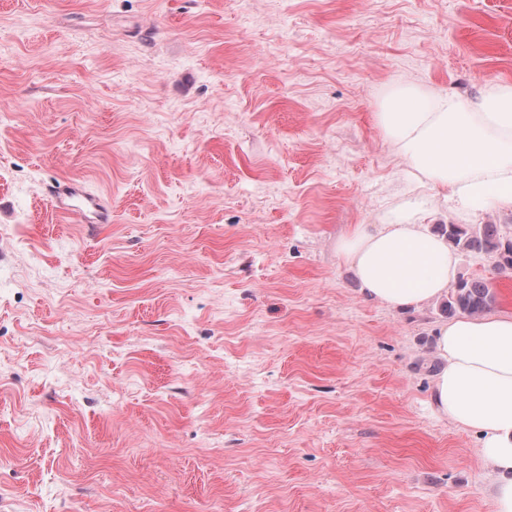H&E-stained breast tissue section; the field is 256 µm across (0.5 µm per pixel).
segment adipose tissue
<instances>
[{
  "mask_svg": "<svg viewBox=\"0 0 512 512\" xmlns=\"http://www.w3.org/2000/svg\"><path fill=\"white\" fill-rule=\"evenodd\" d=\"M376 120L422 184L459 212L512 211V83L488 82L465 100L415 83L392 87ZM361 290L392 309L447 298L457 257L447 239L406 213L397 224H359L336 243ZM441 362L434 408L480 437L497 474L495 512H512V315L462 316L436 329Z\"/></svg>",
  "mask_w": 512,
  "mask_h": 512,
  "instance_id": "ef3b65f1",
  "label": "adipose tissue"
}]
</instances>
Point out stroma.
Instances as JSON below:
<instances>
[{
  "mask_svg": "<svg viewBox=\"0 0 512 512\" xmlns=\"http://www.w3.org/2000/svg\"><path fill=\"white\" fill-rule=\"evenodd\" d=\"M495 80L512 0H0V512H494L431 403L440 302L368 299L336 241L407 210L512 237L375 122ZM47 195L53 208L63 217L79 215L84 224H108L112 221L110 205L100 196L86 193L78 183H51Z\"/></svg>",
  "mask_w": 512,
  "mask_h": 512,
  "instance_id": "1",
  "label": "stroma"
}]
</instances>
